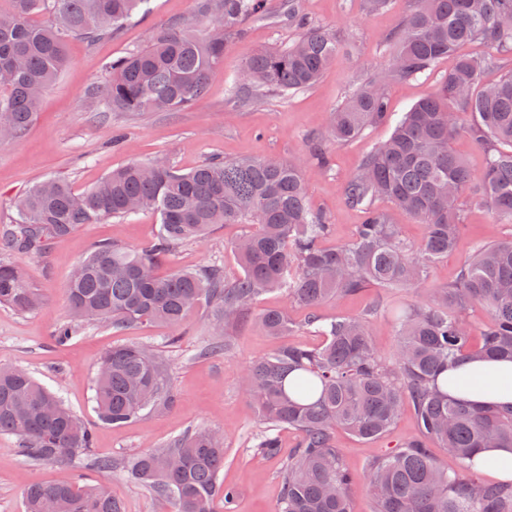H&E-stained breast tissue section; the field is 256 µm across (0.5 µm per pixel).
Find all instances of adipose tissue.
Segmentation results:
<instances>
[{"mask_svg": "<svg viewBox=\"0 0 512 512\" xmlns=\"http://www.w3.org/2000/svg\"><path fill=\"white\" fill-rule=\"evenodd\" d=\"M450 398L484 407L512 409V360H473L447 373Z\"/></svg>", "mask_w": 512, "mask_h": 512, "instance_id": "obj_1", "label": "adipose tissue"}]
</instances>
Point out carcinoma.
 <instances>
[{
  "instance_id": "1",
  "label": "carcinoma",
  "mask_w": 512,
  "mask_h": 512,
  "mask_svg": "<svg viewBox=\"0 0 512 512\" xmlns=\"http://www.w3.org/2000/svg\"><path fill=\"white\" fill-rule=\"evenodd\" d=\"M262 2L193 0L190 23L158 29L146 48L109 61L110 80L92 94L103 93L114 112L189 107L224 64L227 37L248 19H265ZM419 2L391 36L395 49L387 62L330 113L327 138L347 142L388 119L386 83L416 77L468 41L483 42L497 56L459 57L438 88L403 113L391 136L365 159L344 188L345 202L365 214L349 242L323 245L329 224L308 203L301 164L269 158L214 159L188 172L161 157L132 161L80 193L63 178H47L15 202L16 217L0 227V239L15 251L44 253L83 224L144 210L156 214L159 230L151 246L103 243L78 261L66 288L74 321L53 333L60 345L84 325L178 327L203 302L210 308L212 340L199 355L227 354L231 323L251 320L273 337L293 331L286 308L254 312L263 294L281 291L310 309L302 327L323 337L322 344L279 346L251 361L242 378L263 424L257 447L276 453L285 428L299 437L280 472L276 512H351L353 479L336 448V432L375 440L407 409L420 435L370 464L374 512H512V485L487 483L474 462L482 449L512 448V411L451 399L442 379L462 356L512 358V237L477 246L454 282L396 313L393 359L372 345L369 326L378 308L331 320L315 312L330 299L366 288L423 284L432 264L456 246L464 225L461 198L469 190L499 223L512 224V150L500 149L512 146V68L473 94L487 67L512 58V0ZM148 8L149 0H11V9L0 11V129L11 139L22 136L42 93L68 64L69 39L112 37ZM285 15L301 35L284 48L249 56L234 90H304L336 58V36L312 25L296 0H288ZM462 131L487 154L477 181L451 149ZM324 138L311 155L322 168ZM378 197L426 225L419 245L407 244L397 225L373 208ZM223 224L249 226L232 241L242 268L238 278L225 280L218 264L158 273L179 248L204 241ZM41 303L39 289L19 268L0 261V305L28 313ZM474 304L490 314L477 346L464 318ZM173 400L168 361L152 346L114 347L98 361L93 401L102 422L124 425ZM0 435L15 437L34 461L80 457L93 444L92 430L58 394L29 372L2 366ZM429 441L458 469L439 465ZM222 470L223 437L198 427L160 451L133 454L126 472L170 500L175 512H236L237 492L221 486ZM24 499L25 512H123L104 485L78 480L30 486Z\"/></svg>"
}]
</instances>
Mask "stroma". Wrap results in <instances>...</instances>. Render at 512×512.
I'll return each mask as SVG.
<instances>
[{
    "label": "stroma",
    "mask_w": 512,
    "mask_h": 512,
    "mask_svg": "<svg viewBox=\"0 0 512 512\" xmlns=\"http://www.w3.org/2000/svg\"><path fill=\"white\" fill-rule=\"evenodd\" d=\"M280 4L281 0H264L269 20L246 21L227 39L224 64L212 74L205 94L180 111L115 112L104 102L94 101L88 87L94 81L104 82L107 61L144 48L157 29L188 20L193 0H150L148 11L135 16L112 39L93 45L72 40L69 63L45 90L25 134L15 140L0 139V225L12 220L14 201L49 176L67 179L75 190L82 191L112 169L159 155L182 171L211 158H301L309 203L332 226L328 245L350 241L363 215L345 203V184L376 144L390 136L393 119L432 93L456 59H440L414 79L389 82L385 94L392 120L373 124L353 141L327 143L328 165L322 169L310 159L314 137L325 130L330 113L386 62L393 50L390 36L418 0H391L388 9L375 13L366 10L364 0H298L303 14L330 29L341 42L335 60L312 87L289 95L233 91V78L251 53L287 46L297 37V30L281 17ZM462 203L466 220L457 247L431 267L424 285L369 288L356 296L324 302L318 314L327 318L356 315L380 305L370 333L378 352L392 357L397 351L393 310L427 301L433 289L453 281L477 245L512 237L511 225L497 223L470 197H463ZM158 227L156 215L144 212L82 225L43 254H17L8 247L0 248V260L19 264L43 294L41 306L28 314L0 306V364L25 369L58 392L64 404L91 427V457L113 463L112 469L100 471L77 458L32 461L23 456L15 438L0 435V512H24L23 492L31 485L78 477L104 484L122 502L124 512H172L168 501L132 483L115 465L134 453L164 447L194 427L223 433L220 481L237 489V512H275L281 463L293 452L297 437L291 431H281L277 456L256 451L255 438L262 424L240 377L249 362L279 345L313 347L320 344V337L304 330L270 337L252 325L237 324L231 329L235 338L232 354L204 357L200 350L210 338V310L202 304L177 328L151 325L119 331L94 326L83 329L64 346L52 339L54 330L70 319L65 288L78 259L93 246L112 241L134 249L146 247ZM244 230L241 224L218 227L206 241L183 247L173 264L184 269L220 264L227 278H235L241 268L230 242ZM173 335L178 336V343H170ZM140 343L153 345L168 358L174 404L166 413L145 412L121 426L103 423L93 402L97 361L113 346ZM417 434L409 410L377 440L361 442L337 433L336 446L355 481L353 512H374L367 480L370 463L398 450Z\"/></svg>",
    "instance_id": "1"
}]
</instances>
